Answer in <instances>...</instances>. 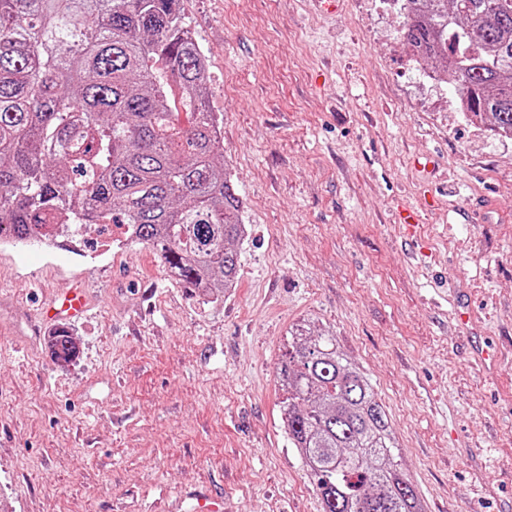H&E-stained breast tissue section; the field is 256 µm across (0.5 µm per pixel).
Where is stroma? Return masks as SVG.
<instances>
[{"label": "stroma", "mask_w": 512, "mask_h": 512, "mask_svg": "<svg viewBox=\"0 0 512 512\" xmlns=\"http://www.w3.org/2000/svg\"><path fill=\"white\" fill-rule=\"evenodd\" d=\"M249 234L207 301L144 244L0 248V512H321L284 431L289 327H329L372 379L427 512H512V140L416 95L381 0H182ZM430 154L435 171L415 170ZM444 195L410 259L395 198ZM82 285L57 364L38 299ZM464 302L475 326L457 325ZM490 342L500 372L472 347ZM52 356L57 362H70L76 351L74 341L65 332H60L51 338Z\"/></svg>", "instance_id": "stroma-1"}]
</instances>
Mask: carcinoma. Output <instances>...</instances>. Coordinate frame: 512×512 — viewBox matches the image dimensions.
I'll return each mask as SVG.
<instances>
[{
	"instance_id": "carcinoma-1",
	"label": "carcinoma",
	"mask_w": 512,
	"mask_h": 512,
	"mask_svg": "<svg viewBox=\"0 0 512 512\" xmlns=\"http://www.w3.org/2000/svg\"><path fill=\"white\" fill-rule=\"evenodd\" d=\"M397 2L411 57L435 62L470 116L512 136V0ZM179 3L0 0V242L127 225L176 281L217 300L239 286L248 229L207 108V57ZM51 348L58 362L75 356L63 332ZM276 376L322 512H427L371 379L332 330L291 326Z\"/></svg>"
}]
</instances>
